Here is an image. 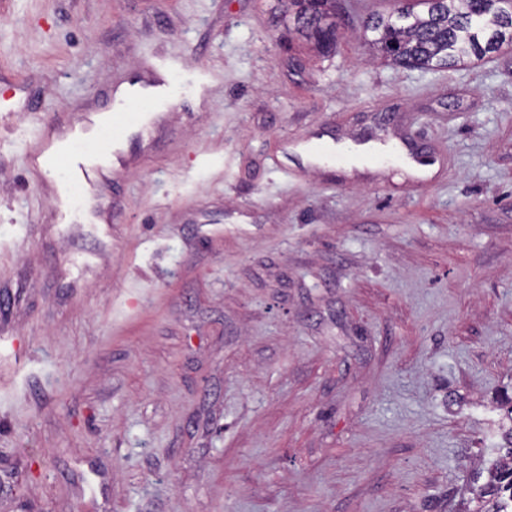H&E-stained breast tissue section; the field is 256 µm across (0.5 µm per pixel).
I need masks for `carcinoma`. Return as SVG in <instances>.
Listing matches in <instances>:
<instances>
[{
    "mask_svg": "<svg viewBox=\"0 0 512 512\" xmlns=\"http://www.w3.org/2000/svg\"><path fill=\"white\" fill-rule=\"evenodd\" d=\"M282 19L331 54L336 48V0H282ZM389 15L363 21L374 34L371 48L395 66L418 70L451 68L467 59L481 60L512 44V12L502 0H397ZM496 427L502 445L490 449L487 479L472 490L464 512H512V395L501 400Z\"/></svg>",
    "mask_w": 512,
    "mask_h": 512,
    "instance_id": "1",
    "label": "carcinoma"
}]
</instances>
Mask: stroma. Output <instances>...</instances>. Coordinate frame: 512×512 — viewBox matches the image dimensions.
Masks as SVG:
<instances>
[{
    "label": "stroma",
    "mask_w": 512,
    "mask_h": 512,
    "mask_svg": "<svg viewBox=\"0 0 512 512\" xmlns=\"http://www.w3.org/2000/svg\"><path fill=\"white\" fill-rule=\"evenodd\" d=\"M276 0H0V512H461L512 388V47L334 54ZM170 65L67 224L31 163ZM408 136L430 178L285 151ZM170 65L158 64L151 67L146 78L130 83L137 86L138 106L144 111L154 105L166 103L175 94V89L169 78Z\"/></svg>",
    "instance_id": "35a3bbf8"
}]
</instances>
